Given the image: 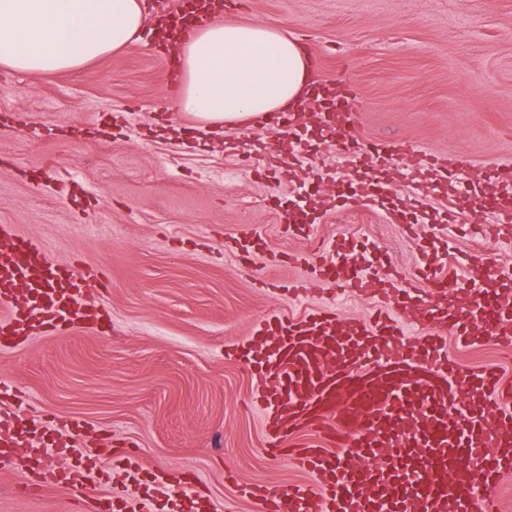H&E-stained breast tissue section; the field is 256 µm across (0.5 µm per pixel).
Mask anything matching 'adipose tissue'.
<instances>
[{"mask_svg": "<svg viewBox=\"0 0 512 512\" xmlns=\"http://www.w3.org/2000/svg\"><path fill=\"white\" fill-rule=\"evenodd\" d=\"M146 23L144 0H0V65L74 70L139 43ZM178 56L176 107L201 129L296 107L312 80L298 42L261 23L193 21Z\"/></svg>", "mask_w": 512, "mask_h": 512, "instance_id": "adipose-tissue-1", "label": "adipose tissue"}]
</instances>
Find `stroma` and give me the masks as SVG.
Here are the masks:
<instances>
[{
    "label": "stroma",
    "mask_w": 512,
    "mask_h": 512,
    "mask_svg": "<svg viewBox=\"0 0 512 512\" xmlns=\"http://www.w3.org/2000/svg\"><path fill=\"white\" fill-rule=\"evenodd\" d=\"M222 17L286 28L317 59L318 77L348 80L364 141L399 138L443 159L468 155L478 168L512 162V0H224ZM172 100L148 35L50 76L0 67V224L59 262L101 267L110 283L91 296L102 323L35 329L0 347L9 390L0 410L17 411L48 443L50 416L74 421L77 453L93 451L97 462L77 484L108 482L148 512H171L160 477L169 469L201 480L228 512H256L245 494L252 483L280 491L307 476L268 452L263 391L251 361L230 347L251 343L273 314L330 306L359 320L377 309L313 277L310 257L335 262L339 242L351 256L377 247L411 273L430 252L461 279L454 255L482 249L512 264V245L471 235L492 190L478 177L456 199L436 180L412 199L387 156L369 174L387 193L338 196L322 169L337 166L343 180L352 169L305 115L300 177L319 190L301 224L289 223L290 186L255 174L258 155L287 149V132L249 123L205 133ZM396 212L420 215L417 235ZM245 233L261 245L244 259L236 240ZM302 279L309 294L298 299L287 284ZM446 343L462 365L496 364L512 377L492 338ZM105 437L134 445L152 470L124 471ZM18 482L17 468L0 467V512H96L73 492L26 495Z\"/></svg>",
    "instance_id": "stroma-1"
}]
</instances>
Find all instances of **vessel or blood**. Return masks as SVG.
<instances>
[{"mask_svg":"<svg viewBox=\"0 0 512 512\" xmlns=\"http://www.w3.org/2000/svg\"><path fill=\"white\" fill-rule=\"evenodd\" d=\"M331 98L316 99L324 132L347 144L351 156L374 160L391 153L405 159L411 181L429 173L431 153L396 141L360 144L354 137L356 115L350 105L356 92L336 83ZM449 197L469 186L470 161L454 157ZM495 215V235H512V196L488 201ZM20 233L0 224V335L18 336L32 326L51 332L87 323L93 309L84 297L101 282L97 266L74 271L36 256L24 261L15 253ZM470 278L453 284L432 261L418 277L397 271L380 251L365 267L345 261L326 267L314 263L319 276L381 301L379 313L366 322L341 319L335 311L264 320L258 334L270 347L253 355L256 374L281 390L268 403L265 431L270 446L300 440L294 463L310 483L282 492L264 485L247 491L258 512H498L492 492L512 471V379L493 366H478L469 376L485 395L481 408L462 416L452 376L457 368L443 342L453 334L468 342L474 326L496 337L512 352V294L486 287L484 255H466ZM24 442L11 418L0 419V461L20 456ZM480 454L477 468L456 476L455 463ZM372 458L375 470L357 459ZM35 492L54 486L70 489L71 471L55 461L22 472Z\"/></svg>","mask_w":512,"mask_h":512,"instance_id":"vessel-or-blood-1","label":"vessel or blood"}]
</instances>
